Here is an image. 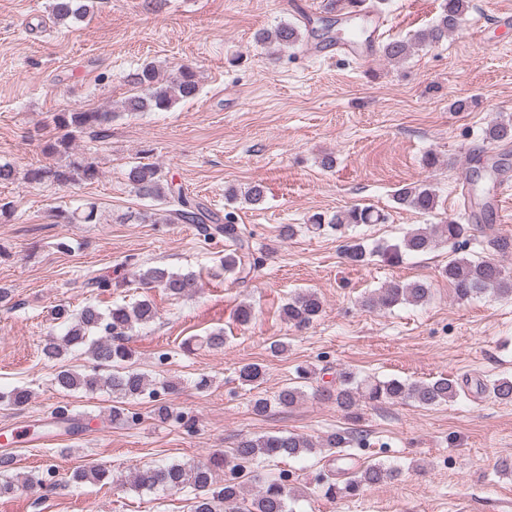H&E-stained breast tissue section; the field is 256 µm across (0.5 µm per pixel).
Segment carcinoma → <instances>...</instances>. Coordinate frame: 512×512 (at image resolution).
Returning a JSON list of instances; mask_svg holds the SVG:
<instances>
[{"label":"carcinoma","mask_w":512,"mask_h":512,"mask_svg":"<svg viewBox=\"0 0 512 512\" xmlns=\"http://www.w3.org/2000/svg\"><path fill=\"white\" fill-rule=\"evenodd\" d=\"M52 12L56 20L64 22L71 18L83 17L89 12V5L81 0H52ZM470 8V0H444L441 12L429 28L418 32L413 40H392L383 45L387 60L400 62L411 50L429 46L448 38V32L457 29ZM258 41L273 44L279 48H293L303 41V33L293 23H281L271 30L258 35ZM137 93L122 102L124 112H158L169 110L177 101L194 98L199 90L196 73L192 67L182 65L177 74L165 84L160 78L159 68L147 63L130 75ZM114 113L108 111L57 112L52 121L55 126L67 130L60 138L45 144L44 151L65 159L58 166H44L32 169L27 179L35 182H50L59 186L77 185L90 182L99 174L97 164L72 147L73 133L95 129L101 134L112 122ZM485 139L494 142L512 140V121L501 120L491 124L484 132ZM127 178L138 195L163 205L161 217L144 214L141 219L163 224H194L207 239H224V257L220 266L224 273L236 276L238 280L255 277L261 267V260L254 257L249 235L235 222L232 213L219 216L201 198L166 179L162 170L152 164H138L129 169ZM397 205L422 214L432 213L438 206L436 190L422 181L407 185L394 196ZM66 224H92L97 219V207L93 203L81 211L59 214ZM384 215L368 206H351L336 211L326 218L320 213L309 217V223L316 231L326 227L340 230L365 224H380ZM470 232V225L450 218L444 224L419 225L405 234L395 245L368 249L364 242L350 241L344 250L347 261L352 265L364 264L374 253L384 256L392 263H399L406 256L422 255L432 251L444 242L452 247L453 255L442 269L448 280L453 297L458 302L491 293L498 297H512V272L500 261L490 256L472 257L458 252L460 239ZM138 281L143 287L161 288L173 297H192L201 288L199 277L193 272L175 273L166 268L154 266L139 269ZM431 291L427 283L395 281L363 300L368 308L388 309L402 303L420 304L427 301ZM322 312V301L318 294L301 292L282 307L284 320L297 328L312 324ZM54 319L65 326L60 337L50 336L43 347L44 355L58 360L72 349L84 348L90 356V365L81 370L67 366L59 367L54 375L55 384L65 391L83 390L95 392L103 388L112 391L117 401L112 405V423L128 425L138 421L136 414L123 407V400L138 398L146 393L159 396L176 391V384L165 381L160 387H153L147 375L134 367L135 351L129 346L128 336L135 324H147L156 318L153 302L144 298L131 306L114 305L103 311L95 305H86L73 314L69 307L58 305L53 310ZM238 380L243 385L257 386L266 372L259 363L239 366ZM460 393L459 383L446 376L430 381H409L392 378L388 380L360 378L349 369L336 372L334 386L324 390V399L335 404L347 415L358 418L363 403L412 402L420 407H432L455 399ZM492 393L501 402L512 401V377H503L493 382ZM304 397L301 387L286 385L275 395V404L282 408L295 406ZM31 398L25 387H14L0 392V401H7L16 407H24ZM271 400L255 399L253 410L258 414L267 411ZM161 420L174 418L191 427V421L174 411L170 403L161 401L155 408ZM351 432L335 431L327 434L316 444L294 433L288 435L266 434L243 438L233 449L231 456L215 454L206 461L171 462L164 465L138 468L132 475L131 486L151 490L162 487L169 490L192 493L190 512H288L291 490L281 479H271L258 491L250 503H244L241 489L234 479H227L216 486L218 470L228 469L234 474L240 462L263 459L295 458L311 452L314 448H345L350 442ZM16 459L9 453L0 454V496L14 491L22 485L26 488L48 490L54 486L53 471L44 475H21L15 471ZM393 475V471L379 465L367 467L355 473L353 479L338 487L333 481L326 482L325 494L354 495L362 487L375 485ZM76 483L94 482L112 484V470L95 466L77 469L72 474Z\"/></svg>","instance_id":"obj_1"}]
</instances>
